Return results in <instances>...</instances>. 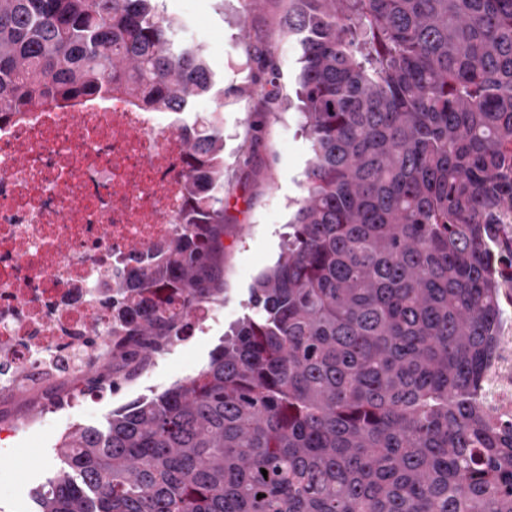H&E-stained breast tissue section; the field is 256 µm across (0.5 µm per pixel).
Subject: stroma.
<instances>
[{
	"label": "stroma",
	"instance_id": "35a3bbf8",
	"mask_svg": "<svg viewBox=\"0 0 512 512\" xmlns=\"http://www.w3.org/2000/svg\"><path fill=\"white\" fill-rule=\"evenodd\" d=\"M188 34L206 33L208 60L225 85L247 95L208 98L224 118V291L215 315L149 359L122 371L118 387L93 406L46 411L50 400L85 387L83 378L0 392V512H34L33 490L54 471L56 442L77 424H96L113 409L196 375L229 325L246 311L250 286L277 260L291 201L301 194L309 147L295 109V61L301 53L283 18L288 0H163ZM276 105H269V96ZM37 424L39 439L24 433Z\"/></svg>",
	"mask_w": 512,
	"mask_h": 512
}]
</instances>
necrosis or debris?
I'll return each instance as SVG.
<instances>
[{
  "label": "necrosis or debris",
  "mask_w": 512,
  "mask_h": 512,
  "mask_svg": "<svg viewBox=\"0 0 512 512\" xmlns=\"http://www.w3.org/2000/svg\"><path fill=\"white\" fill-rule=\"evenodd\" d=\"M186 170L171 113L119 96L0 120V390L74 377L111 339L107 287L170 238ZM484 398L512 419V318Z\"/></svg>",
  "instance_id": "obj_1"
}]
</instances>
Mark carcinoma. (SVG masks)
Returning <instances> with one entry per match:
<instances>
[{"label":"carcinoma","mask_w":512,"mask_h":512,"mask_svg":"<svg viewBox=\"0 0 512 512\" xmlns=\"http://www.w3.org/2000/svg\"><path fill=\"white\" fill-rule=\"evenodd\" d=\"M157 2L0 0V113L101 94L192 111L215 73ZM289 2L310 157L278 259L197 375L61 437L37 512H512V423L482 401L512 0ZM179 121L187 210L112 280L96 389L223 291V118Z\"/></svg>","instance_id":"obj_1"}]
</instances>
